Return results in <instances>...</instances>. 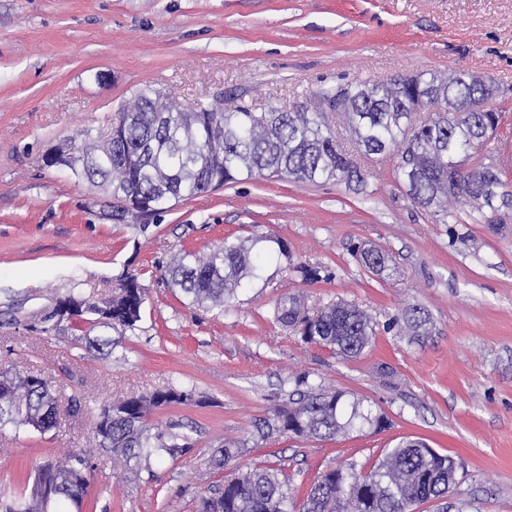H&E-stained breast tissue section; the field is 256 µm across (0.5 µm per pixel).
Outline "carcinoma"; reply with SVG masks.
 I'll return each instance as SVG.
<instances>
[{
    "instance_id": "1",
    "label": "carcinoma",
    "mask_w": 512,
    "mask_h": 512,
    "mask_svg": "<svg viewBox=\"0 0 512 512\" xmlns=\"http://www.w3.org/2000/svg\"><path fill=\"white\" fill-rule=\"evenodd\" d=\"M438 90L441 111L423 116L432 104L427 92ZM498 89L465 73L448 77L411 75L357 82L319 91L323 102L344 114L356 153L345 149L329 124L328 111H312L301 104L288 112H256L241 104L231 112L219 106H200L176 112L160 93L145 88L118 113L112 138L82 133L84 146L70 165L73 175L105 186L112 198V220L145 228L142 221L169 209L171 202L190 200L226 183L266 176L300 183L336 180L364 194L369 171L357 156L378 161L400 149L395 174L414 202L444 224L458 220L457 204L469 212L494 208L505 198L501 171L480 154L482 143L497 131L502 113L490 107ZM482 104L481 112H453L455 106ZM277 256L285 268L305 283L329 277L326 269L296 265L287 242L254 232L247 238L227 236L199 257L183 249L164 270L168 285L177 288L194 308L233 311L238 291L262 278V253ZM361 264L377 274L387 268L378 250L356 251ZM112 298L101 303L69 293L56 304L77 303L76 319L58 322L53 312L41 319L44 331L79 333L88 352L112 355L118 341L93 336L97 328L122 334L134 332L141 320L145 288L140 274L123 272ZM414 332L428 333L429 313L411 306L402 315ZM281 326L300 332L302 339L326 347L342 358L360 356L376 336L373 318L362 308L338 303L309 316L300 296L282 297L274 309ZM303 388L273 409L279 431L315 440L382 429L383 414L359 399L349 401L341 390H327L304 378ZM195 386L168 384L149 396L132 395L99 408L96 446L104 453L139 466L154 457L176 459L188 448L179 434L153 435L147 419L160 408L199 403ZM57 425V396L52 381L40 374L0 370V431L32 429L45 433ZM452 457L441 454L420 438L405 439L385 451L370 468L355 463L331 469L311 484L296 506L286 481L268 467L239 471L224 487L199 496L198 512H403L412 501H428L448 484ZM91 465L81 455L65 464L47 460L37 467L22 491L0 495V512H46L52 500L80 506L91 487Z\"/></svg>"
}]
</instances>
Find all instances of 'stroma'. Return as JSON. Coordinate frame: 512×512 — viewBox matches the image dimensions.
<instances>
[{
  "label": "stroma",
  "mask_w": 512,
  "mask_h": 512,
  "mask_svg": "<svg viewBox=\"0 0 512 512\" xmlns=\"http://www.w3.org/2000/svg\"><path fill=\"white\" fill-rule=\"evenodd\" d=\"M456 71L499 86L503 120L483 155L512 194V0H0V368L44 375L58 396L56 428L0 431V488L83 453L94 471L79 512H196L240 466L280 469L300 502L324 472L415 436L458 465L447 502L424 512H512V206L438 223L391 153L367 162V201L333 181L255 178L176 202L140 231L107 218L102 190L41 162L79 130H107L147 86L187 109L289 111L318 105L322 88ZM256 227L329 280L301 283L270 257L225 314L190 308L161 279L180 247L203 256ZM360 243L388 253L389 269L362 266ZM127 270L147 296L109 358L70 332L28 329L60 296H110ZM297 292L313 311L359 305L377 323L373 346L346 360L276 323L277 300ZM410 304L430 314V336L400 325ZM303 376L375 406L388 427L329 441L279 432L271 412ZM172 381L205 399L149 419L189 436L181 457L131 469L96 448L100 406ZM229 440L244 452L215 467Z\"/></svg>",
  "instance_id": "obj_1"
}]
</instances>
